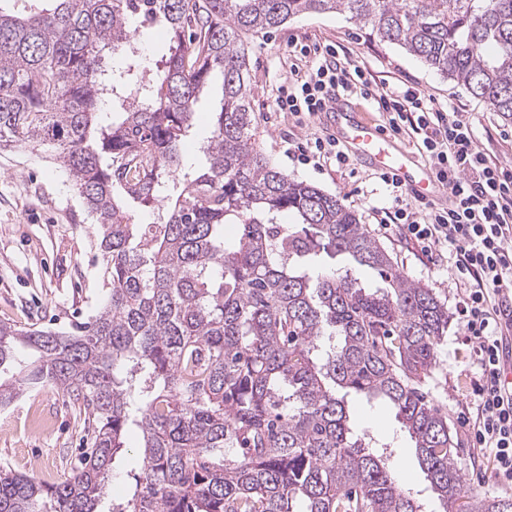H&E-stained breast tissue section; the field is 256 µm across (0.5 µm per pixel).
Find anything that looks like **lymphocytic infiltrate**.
I'll return each mask as SVG.
<instances>
[{"instance_id": "f902f5d3", "label": "lymphocytic infiltrate", "mask_w": 512, "mask_h": 512, "mask_svg": "<svg viewBox=\"0 0 512 512\" xmlns=\"http://www.w3.org/2000/svg\"><path fill=\"white\" fill-rule=\"evenodd\" d=\"M288 53L307 58L308 65L281 89L279 111L311 118L335 93L357 92L373 99L391 130L416 144L455 195V203L442 209L410 196L395 176L381 174L390 204L380 223L387 230L398 228L432 263L450 257L465 290L459 311L464 333L477 358L476 415L467 427L474 444L487 449L496 475L511 482L512 403L504 399L496 299L512 295V171L488 160L469 118L437 108L419 89L406 84L375 89L364 70L340 59L330 44H293ZM292 156L317 168L327 162L340 168L349 164L338 143L323 135L298 144Z\"/></svg>"}]
</instances>
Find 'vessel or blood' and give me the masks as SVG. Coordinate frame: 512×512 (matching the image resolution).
Returning <instances> with one entry per match:
<instances>
[{"label":"vessel or blood","instance_id":"vessel-or-blood-1","mask_svg":"<svg viewBox=\"0 0 512 512\" xmlns=\"http://www.w3.org/2000/svg\"><path fill=\"white\" fill-rule=\"evenodd\" d=\"M324 132L367 167L393 174L418 199L447 205L448 191L434 169L401 146L382 123L360 112L351 97L330 96L324 108Z\"/></svg>","mask_w":512,"mask_h":512}]
</instances>
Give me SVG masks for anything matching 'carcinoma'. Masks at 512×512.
<instances>
[{
    "mask_svg": "<svg viewBox=\"0 0 512 512\" xmlns=\"http://www.w3.org/2000/svg\"><path fill=\"white\" fill-rule=\"evenodd\" d=\"M140 9L167 30L154 60L127 53ZM330 12L512 119V0H0V150L52 153L99 224L111 285L67 335L0 324V406L52 388L93 430L58 483L1 469L0 512H95L131 430L142 465L112 512H425L395 455L353 427L351 393L394 413L446 512L512 502L464 495L454 434L420 389L448 309L254 138L249 39ZM108 48L122 60L107 73ZM217 73L205 163L187 171L182 147ZM105 103L118 120L102 119ZM131 202L159 218L131 223ZM229 222L242 229L231 245Z\"/></svg>",
    "mask_w": 512,
    "mask_h": 512,
    "instance_id": "carcinoma-1",
    "label": "carcinoma"
}]
</instances>
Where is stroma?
Masks as SVG:
<instances>
[{
  "mask_svg": "<svg viewBox=\"0 0 512 512\" xmlns=\"http://www.w3.org/2000/svg\"><path fill=\"white\" fill-rule=\"evenodd\" d=\"M295 41L335 44L341 57L365 67L377 84L403 81L424 91L439 107L468 113L480 148L505 166H512V123L404 48L360 29L344 13L302 15L251 41L250 103L256 117V142L291 178L338 196L384 245L400 271L432 288L445 304L450 315L448 331L438 347L436 367L422 388L447 415L458 441L465 494L512 497V488L493 474L487 451L472 445L461 423L463 415L475 411L470 380L476 367L473 347L466 342L457 315L463 289L447 262L431 264L411 243L380 230L379 214L389 206L390 197L374 170L354 158L343 169H313L288 157L292 144L321 130L319 119L301 122L276 107L279 89L290 79L288 46ZM220 98L216 84L201 96L194 117L195 138L184 152L186 166L200 167V147L210 135L212 113ZM103 267L98 226L64 169L38 147L0 151V323L71 332L74 324L93 316L108 295ZM350 418L355 426L395 448L404 487L425 488L413 443L388 409L371 406L364 396L355 395ZM86 434L84 414L61 393L49 388L25 391L0 407V468L32 474L46 483L58 482L88 447ZM127 441L129 451L114 465L110 490L99 503V512H111L113 490H126L141 466L138 432H130Z\"/></svg>",
  "mask_w": 512,
  "mask_h": 512,
  "instance_id": "obj_1",
  "label": "stroma"
}]
</instances>
